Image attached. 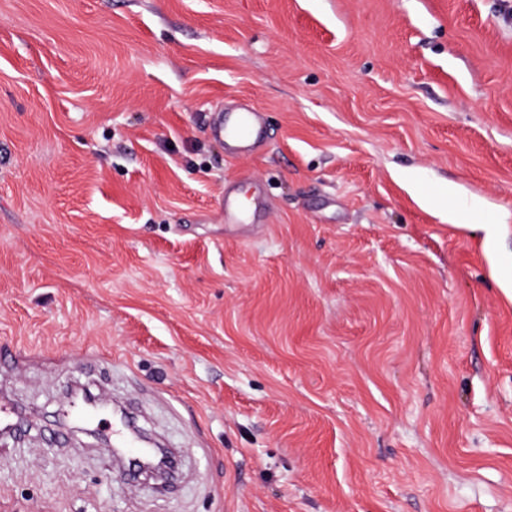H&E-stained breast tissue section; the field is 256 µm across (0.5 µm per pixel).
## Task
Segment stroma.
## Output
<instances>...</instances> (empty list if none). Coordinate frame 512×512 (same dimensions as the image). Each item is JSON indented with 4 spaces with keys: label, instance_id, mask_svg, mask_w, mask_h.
Segmentation results:
<instances>
[{
    "label": "stroma",
    "instance_id": "stroma-1",
    "mask_svg": "<svg viewBox=\"0 0 512 512\" xmlns=\"http://www.w3.org/2000/svg\"><path fill=\"white\" fill-rule=\"evenodd\" d=\"M500 276L512 0H0V512H512ZM77 383L174 488L50 442ZM210 133L216 142L223 146L226 142L229 150L237 155L251 152L263 142L265 136L257 113L248 109L232 112L226 119L221 114L220 119L210 127Z\"/></svg>",
    "mask_w": 512,
    "mask_h": 512
}]
</instances>
